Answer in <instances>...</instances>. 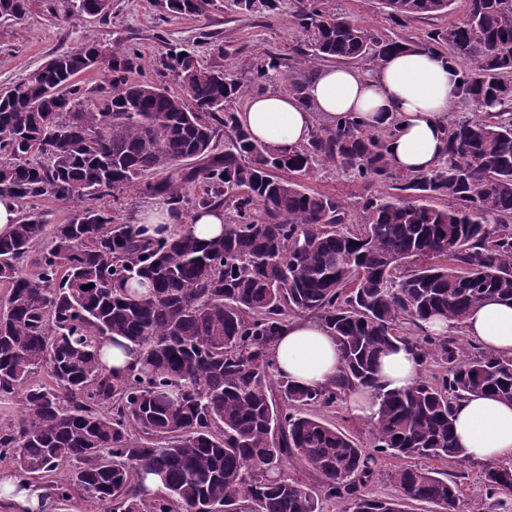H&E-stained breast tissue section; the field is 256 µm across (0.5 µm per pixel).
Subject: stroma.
<instances>
[{
	"mask_svg": "<svg viewBox=\"0 0 512 512\" xmlns=\"http://www.w3.org/2000/svg\"><path fill=\"white\" fill-rule=\"evenodd\" d=\"M332 8L358 22L369 34L396 41H417L427 32L448 26L461 16L462 0H455L450 15L416 17L405 25L392 23L380 0H329ZM66 0H35L25 20L14 27L0 26V89L24 76L54 55L91 38L115 50H133L140 56L136 80L151 79L167 49L179 45L194 51L203 64L219 63L225 71L245 79L266 55L282 58L279 76L266 85L279 91L284 78L308 49V39L294 24L298 0H278L276 10L238 14L218 7L204 15L176 17L163 11L157 0H112L107 16L88 18L68 13ZM313 191L334 196L358 216L357 204L366 192H388L384 183L365 187L347 170L319 166L304 181Z\"/></svg>",
	"mask_w": 512,
	"mask_h": 512,
	"instance_id": "1",
	"label": "stroma"
}]
</instances>
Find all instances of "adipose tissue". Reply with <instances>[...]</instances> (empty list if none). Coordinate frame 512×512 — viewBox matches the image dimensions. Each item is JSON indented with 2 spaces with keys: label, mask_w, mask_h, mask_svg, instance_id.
<instances>
[{
  "label": "adipose tissue",
  "mask_w": 512,
  "mask_h": 512,
  "mask_svg": "<svg viewBox=\"0 0 512 512\" xmlns=\"http://www.w3.org/2000/svg\"><path fill=\"white\" fill-rule=\"evenodd\" d=\"M461 96V72L443 55L423 48L395 49L373 72L326 66L309 82L308 105L292 95L264 92L248 97L237 112L253 137L280 150L306 142L316 120L327 126L350 118L363 129L390 130L387 153L401 172L429 171L447 155L448 113ZM424 334L463 333L483 351L512 357V303L488 301L456 324L422 323ZM279 372L304 388L332 382L342 367L339 347L321 321L291 318L272 347ZM377 373L383 391L415 384L419 352L402 344L383 355ZM454 435L472 461L512 460V404L471 395L453 404Z\"/></svg>",
  "instance_id": "ef3b65f1"
}]
</instances>
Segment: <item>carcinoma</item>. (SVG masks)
<instances>
[{
	"label": "carcinoma",
	"instance_id": "1",
	"mask_svg": "<svg viewBox=\"0 0 512 512\" xmlns=\"http://www.w3.org/2000/svg\"><path fill=\"white\" fill-rule=\"evenodd\" d=\"M67 2L81 16L112 7ZM214 2L162 7L202 15ZM381 2L403 25L446 14L454 0ZM465 3L463 17L419 42L375 38L322 0H300L294 14L309 38L287 79L299 99L311 59L377 65L394 48L424 47L461 69L476 113L450 126L448 155L428 172L394 169L384 135L354 122L288 152L252 140L237 103L282 67L274 55L246 87L224 66L171 48L156 72L173 74L175 92L132 80L135 55L104 56L87 40L0 90V196L21 213L0 237V401L22 404L0 430V455L18 478L68 464L71 482L47 486L45 498L56 505L77 494L104 512H323L325 501L341 512H408L415 503L460 512L458 484L426 461H467L453 401L512 402V358L466 353L447 336L414 340L402 328L435 317L459 323L485 300H512V0ZM32 5L0 0V22L19 23ZM224 7L273 10L276 0ZM98 68L108 86H82L80 76ZM315 162L393 192L362 197L354 224L347 204L302 183ZM190 183L199 192L187 197ZM127 187L176 215L224 207V234L202 243L97 205ZM49 198L81 206L50 226L37 207ZM292 314L333 331L343 359L336 381L314 389L276 376L271 346ZM398 343L443 366L442 376L382 392L378 360ZM107 345L134 356L128 371L102 362ZM42 370L52 385L32 380ZM358 387L380 398L370 451L315 412ZM387 456L404 461L390 475L394 497L366 495ZM291 458L320 474V489L286 474ZM148 475L163 481V496L145 494ZM483 480L491 505L468 512H512L501 498L512 493V464L485 463Z\"/></svg>",
	"mask_w": 512,
	"mask_h": 512
}]
</instances>
